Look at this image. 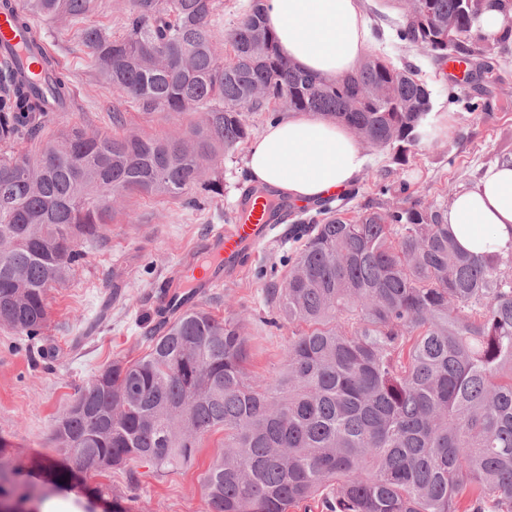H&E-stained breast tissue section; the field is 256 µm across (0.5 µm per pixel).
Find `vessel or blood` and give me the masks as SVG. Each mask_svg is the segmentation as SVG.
<instances>
[{"label":"vessel or blood","mask_w":512,"mask_h":512,"mask_svg":"<svg viewBox=\"0 0 512 512\" xmlns=\"http://www.w3.org/2000/svg\"><path fill=\"white\" fill-rule=\"evenodd\" d=\"M271 226L263 202L239 206L229 227L210 232L201 246L200 257L177 266L157 304L162 309L186 310L195 307L224 276L243 265L248 251L260 243Z\"/></svg>","instance_id":"vessel-or-blood-1"}]
</instances>
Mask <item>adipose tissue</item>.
Masks as SVG:
<instances>
[{
  "instance_id": "obj_1",
  "label": "adipose tissue",
  "mask_w": 512,
  "mask_h": 512,
  "mask_svg": "<svg viewBox=\"0 0 512 512\" xmlns=\"http://www.w3.org/2000/svg\"><path fill=\"white\" fill-rule=\"evenodd\" d=\"M266 20L291 62L331 79L351 73L370 41L363 0H266ZM370 159L346 126L314 112L267 124L245 166L252 183L298 203L353 188ZM458 243L475 253L512 251V161L492 164L448 208Z\"/></svg>"
}]
</instances>
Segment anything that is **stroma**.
I'll return each instance as SVG.
<instances>
[{
    "instance_id": "stroma-1",
    "label": "stroma",
    "mask_w": 512,
    "mask_h": 512,
    "mask_svg": "<svg viewBox=\"0 0 512 512\" xmlns=\"http://www.w3.org/2000/svg\"><path fill=\"white\" fill-rule=\"evenodd\" d=\"M363 6L375 35L370 51L417 71L432 92L434 112L448 115V134L430 139L405 165L394 163L392 151L366 147L372 162L358 180L359 192L339 205L350 219L377 209L375 184L383 180L407 183L426 202L450 205L483 168L512 158V45L491 62L493 79L487 88L495 109L484 115L469 107L477 95L474 85L450 87L434 57L397 40L399 0H364ZM40 27L50 51L67 68L74 103L69 111L51 116L41 138L15 145V153L30 156L64 127L102 133L112 129L113 96L76 29L62 21H44ZM202 117L198 110L147 115L131 107L126 112L128 128L160 136L185 131ZM245 155L240 149L219 159L216 171L224 179V194L203 208L164 197L128 198L114 223L105 225L97 238L80 242L84 257L62 286L51 289L49 322L39 338L30 341L0 325V456L19 468L20 481L41 485L49 481L51 469L66 466L53 428L87 378L112 361L144 354L143 329L159 321L156 300L168 273L196 251L212 226L230 223L239 198L249 189ZM314 213L311 207L289 211L248 262L203 300L215 315L237 312L244 317L251 339L247 371L252 376L270 381L284 370L283 350L291 330L271 323L276 309L266 299L269 272L286 274L288 258L299 248L291 227ZM223 451L224 433L218 430L203 438L190 464L167 476L155 477L142 466L133 483L125 470L109 468L87 475L72 490L81 498L87 490L103 489L96 512H112L116 493L127 499L132 512H203L202 479Z\"/></svg>"
}]
</instances>
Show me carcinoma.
<instances>
[{
    "mask_svg": "<svg viewBox=\"0 0 512 512\" xmlns=\"http://www.w3.org/2000/svg\"><path fill=\"white\" fill-rule=\"evenodd\" d=\"M95 0H23L16 22L49 91L12 62L0 66V325L31 339L47 327L48 292L82 259L131 194L193 205L224 195L211 170L252 137L249 112L276 121L317 112L347 125L404 165L423 145L432 93L417 72L372 53L352 73L324 80L291 65L265 18L247 0L217 30L223 0H130L121 30L79 29L113 96L139 111L205 109L184 133L148 136L79 127L34 157L13 146L45 127L50 104L72 89L64 67L32 30L37 19L82 22ZM504 15L499 34L479 25ZM399 41L437 60L469 66L512 42V0H420L395 28ZM229 46V55L217 45ZM378 193L395 189L380 182ZM402 203L350 220L325 205L300 223L303 244L288 274L267 289L292 327L285 368L273 382L246 371L250 337L241 315L204 307L180 312L145 336L146 352L96 370L54 440L80 473L145 463L163 476L188 464L204 435L224 430V453L203 477L205 512H288L317 496L327 512H512V252L470 254L448 228L447 208L399 185ZM43 494L7 488L19 504Z\"/></svg>",
    "mask_w": 512,
    "mask_h": 512,
    "instance_id": "carcinoma-1",
    "label": "carcinoma"
}]
</instances>
